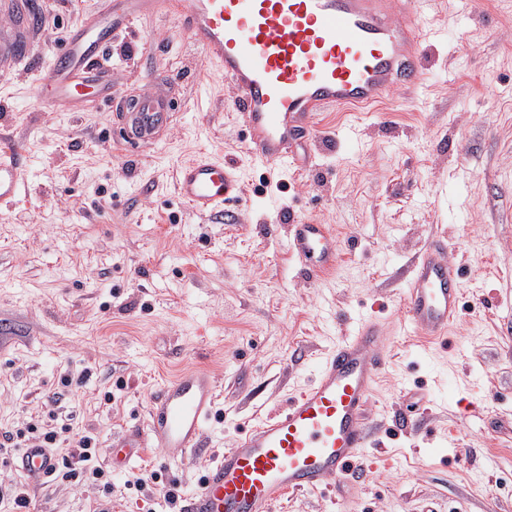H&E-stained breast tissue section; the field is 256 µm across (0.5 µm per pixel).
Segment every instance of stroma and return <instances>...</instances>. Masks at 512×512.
Segmentation results:
<instances>
[{
  "label": "stroma",
  "mask_w": 512,
  "mask_h": 512,
  "mask_svg": "<svg viewBox=\"0 0 512 512\" xmlns=\"http://www.w3.org/2000/svg\"><path fill=\"white\" fill-rule=\"evenodd\" d=\"M41 66L0 67V148L22 152L18 202L0 206V432L73 414L112 472V512H142L125 483L161 461L113 468L114 435L144 426L156 388L208 369L221 388L206 446L166 466L190 492L244 427L309 381L355 322L386 330L390 361L370 408L355 493L288 496L273 512H512V0H429L422 85L371 112H324L309 174L268 177L240 149L234 91L173 15L136 23L100 61L124 97L175 99L159 141L118 150L120 120L84 100L46 108L42 66L97 0H36ZM168 82L152 85L149 75ZM205 152L239 170L234 224L191 214L177 166ZM333 225L342 259L313 282L288 252V218ZM448 238L462 311L446 345L407 336L403 275L425 241ZM71 385H64V378ZM425 398L416 430L392 428L401 391ZM30 512H93L97 488L40 482Z\"/></svg>",
  "instance_id": "35a3bbf8"
}]
</instances>
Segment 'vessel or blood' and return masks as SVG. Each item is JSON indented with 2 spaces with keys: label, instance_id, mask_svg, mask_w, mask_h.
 <instances>
[{
  "label": "vessel or blood",
  "instance_id": "b4317fda",
  "mask_svg": "<svg viewBox=\"0 0 512 512\" xmlns=\"http://www.w3.org/2000/svg\"><path fill=\"white\" fill-rule=\"evenodd\" d=\"M426 0H102L86 12L53 51L40 86L48 107L84 97L93 70L109 43L136 20L160 11L175 14L181 29L219 66L235 91L243 119V151L268 173H304L301 148L314 140L319 111L366 109L390 98L400 85L424 78ZM31 31L14 25L0 37V59L24 58ZM174 102L145 92L131 102L112 129L114 144L136 152L156 143L173 121ZM18 153L0 150V204L21 192ZM176 190L189 212L234 223L230 203L245 190L234 165L212 156L182 163ZM288 250L301 272L319 280L341 261L328 224L293 220ZM460 270L448 240L428 238L402 290L405 329L444 344L459 316ZM385 328L359 319L330 350L313 378L278 409L248 425L210 463L178 512H272L286 496L335 485L344 491L362 461L372 431L368 406L388 362ZM219 398L210 372L189 368L161 384L150 400L144 427L112 439L113 461L127 465L158 448L166 461L200 451ZM56 466L44 448H24L15 468L35 478Z\"/></svg>",
  "mask_w": 512,
  "mask_h": 512
}]
</instances>
